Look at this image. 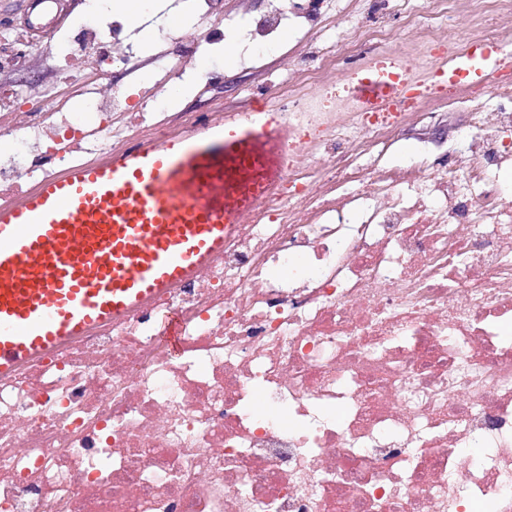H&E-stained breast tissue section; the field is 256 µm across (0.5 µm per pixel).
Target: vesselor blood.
<instances>
[{"label": "vessel or blood", "mask_w": 512, "mask_h": 512, "mask_svg": "<svg viewBox=\"0 0 512 512\" xmlns=\"http://www.w3.org/2000/svg\"><path fill=\"white\" fill-rule=\"evenodd\" d=\"M510 67L512 42L474 38L431 85H482ZM282 163L262 113L230 116L72 168L0 208V376L190 279Z\"/></svg>", "instance_id": "1"}]
</instances>
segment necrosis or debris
Listing matches in <instances>:
<instances>
[{
  "label": "necrosis or debris",
  "mask_w": 512,
  "mask_h": 512,
  "mask_svg": "<svg viewBox=\"0 0 512 512\" xmlns=\"http://www.w3.org/2000/svg\"><path fill=\"white\" fill-rule=\"evenodd\" d=\"M263 13L190 0L210 26L187 36L168 9L147 23L163 48L158 84L193 79L197 55L232 34L262 43L324 20L311 0ZM433 24L354 26L343 49L285 57L293 112L267 118L283 170L256 194L222 252L189 281L0 377V512H512V112L465 132L466 173L360 167L426 106L472 98L453 86L372 112L338 54L361 44L407 62L459 50ZM59 80L83 112L18 111L0 83V207L45 179L141 141L158 145L220 112L173 127L155 93L128 104L108 85L133 70L139 38L120 21L80 36L48 28ZM310 280L289 273L297 257ZM177 350L160 341L169 317Z\"/></svg>",
  "instance_id": "4bbe7bcc"
}]
</instances>
